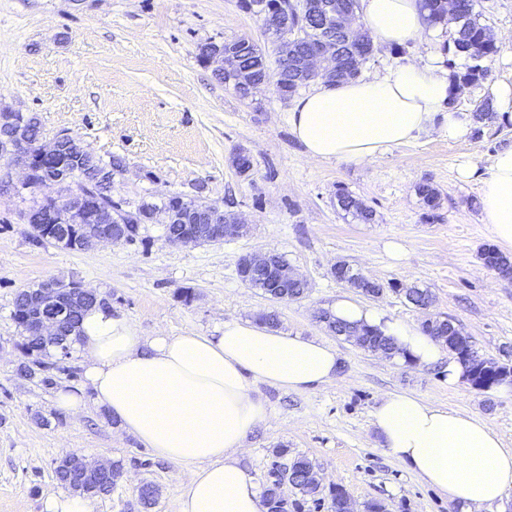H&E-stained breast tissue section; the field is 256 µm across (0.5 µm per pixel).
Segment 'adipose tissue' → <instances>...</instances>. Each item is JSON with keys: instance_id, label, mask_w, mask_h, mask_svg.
Returning a JSON list of instances; mask_svg holds the SVG:
<instances>
[{"instance_id": "1", "label": "adipose tissue", "mask_w": 512, "mask_h": 512, "mask_svg": "<svg viewBox=\"0 0 512 512\" xmlns=\"http://www.w3.org/2000/svg\"><path fill=\"white\" fill-rule=\"evenodd\" d=\"M373 40L404 46L429 24L420 0H360ZM454 81L433 63H397L341 82H319L299 97L289 123L307 158L369 164L392 149L437 135L467 138L472 113L453 105ZM458 173L481 184L483 220L512 249V144L486 169ZM335 319L393 338L397 360L426 367L446 360L449 384L464 374L457 359L420 329L393 322L376 307L337 297ZM79 346L97 404L118 430L159 456L188 464L177 512H268L239 455L269 417L259 386L304 392L336 380L340 359L330 344L231 318L210 336H137L129 321L100 307L84 313ZM385 453L447 496L454 512H481L512 490V448L486 418L438 407L404 393L381 398L372 413Z\"/></svg>"}]
</instances>
